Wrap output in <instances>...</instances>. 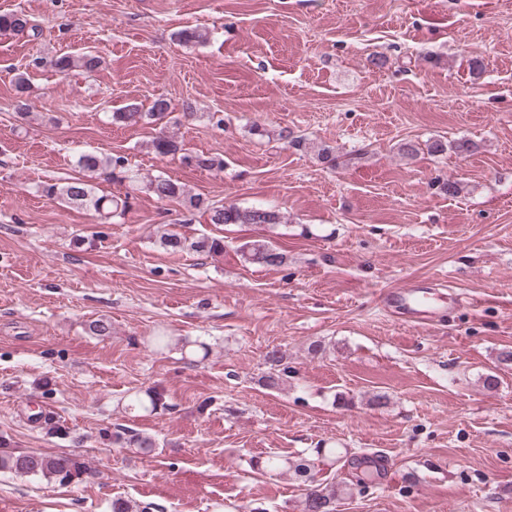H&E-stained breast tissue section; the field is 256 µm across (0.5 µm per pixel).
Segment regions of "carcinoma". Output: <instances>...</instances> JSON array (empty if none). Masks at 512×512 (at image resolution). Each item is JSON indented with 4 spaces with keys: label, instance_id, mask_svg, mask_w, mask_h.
<instances>
[{
    "label": "carcinoma",
    "instance_id": "cac0c4a2",
    "mask_svg": "<svg viewBox=\"0 0 512 512\" xmlns=\"http://www.w3.org/2000/svg\"><path fill=\"white\" fill-rule=\"evenodd\" d=\"M0 32L4 34H27L30 37L40 35V28L22 11L13 10L0 13ZM103 65L102 57L91 52L78 54L65 53L52 61L53 68L61 75L67 76L70 72L79 69L86 74L97 72ZM17 91L15 109L21 117L29 114L30 104L25 99L28 89V77L19 74L14 79ZM170 110V103L158 98L153 101L148 111L144 112L136 104H131L120 112L112 113V120L130 126L151 124L155 119L163 117ZM154 153L160 157L179 156L181 163L187 167L222 171L224 159L216 156L192 154L182 148L181 143L173 135L162 134L151 142ZM427 149L433 154L443 153L448 149L458 155H468L475 150V144L466 138H459L447 144L435 140L428 144ZM124 158L118 156L112 160H103L95 153H84L78 158V166L85 172L83 177L69 178L63 182L47 183L43 192L51 200L85 208L95 213L103 223H109L113 218L122 216L129 208V197H114L99 195L91 181L94 174L107 168H112L111 174H127ZM145 188L161 201L175 202L186 211L204 209L209 213L212 224H279L282 215L279 211L267 208H243L235 204L214 206L207 204L197 195L190 194L185 186L177 181L163 176H156L147 180ZM163 248L171 253H181L193 250L199 253L219 254L224 252V240L219 238L203 237L191 243L175 232H166L160 237ZM240 252L246 260L268 267H281L286 264V255L268 240H254L240 246ZM280 351L273 349L266 354V363L271 372L266 376V385L275 388L288 375V368L281 366ZM165 402L161 393L148 389L144 393H136L127 403L130 410H140L152 413L162 407ZM127 443L140 449L144 455L154 452L156 442L153 438L138 433L127 437ZM264 467L270 471L293 472L302 481L311 478L310 472L314 464L308 460L292 461L286 457L270 456L264 460ZM0 471H10L17 475L42 476L54 479L61 484H69L87 473L83 462L73 455H52L39 452L12 453L0 451ZM340 490L336 485L317 486L307 490L303 502V512H334L333 504Z\"/></svg>",
    "mask_w": 512,
    "mask_h": 512
}]
</instances>
